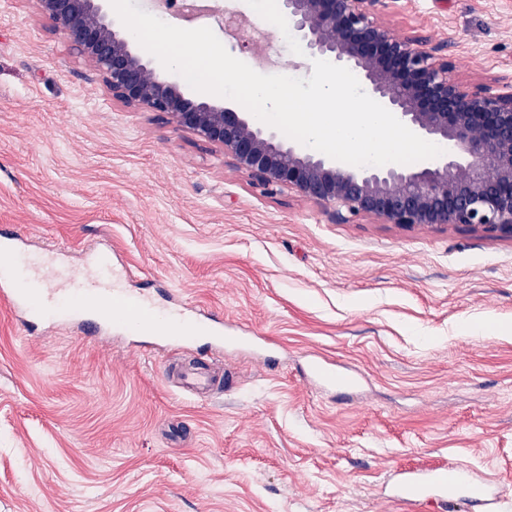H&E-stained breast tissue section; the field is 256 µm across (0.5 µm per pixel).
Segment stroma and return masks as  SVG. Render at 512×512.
<instances>
[{
    "mask_svg": "<svg viewBox=\"0 0 512 512\" xmlns=\"http://www.w3.org/2000/svg\"><path fill=\"white\" fill-rule=\"evenodd\" d=\"M381 21L448 42L462 80L512 76V0H389ZM0 228L76 264L111 244L120 287L280 346L273 368L252 343L225 349L237 385L203 401L163 371L205 341L31 334L0 307V512H467L387 498L398 470L456 459L512 512V239L337 224L262 194L113 100L33 0H0ZM309 352L361 383L316 388Z\"/></svg>",
    "mask_w": 512,
    "mask_h": 512,
    "instance_id": "obj_1",
    "label": "stroma"
}]
</instances>
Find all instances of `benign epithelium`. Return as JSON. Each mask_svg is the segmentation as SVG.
Here are the masks:
<instances>
[{
  "mask_svg": "<svg viewBox=\"0 0 512 512\" xmlns=\"http://www.w3.org/2000/svg\"><path fill=\"white\" fill-rule=\"evenodd\" d=\"M33 2L100 73L113 99L199 136L264 194L296 193L338 223L365 217L410 228L453 224L512 239V78L460 80L448 46L388 33L379 21L386 0H277V8L306 54L361 71L369 96L411 131L453 144L459 155L440 164L347 171L254 125L246 113L160 77L116 26L107 0Z\"/></svg>",
  "mask_w": 512,
  "mask_h": 512,
  "instance_id": "benign-epithelium-1",
  "label": "benign epithelium"
}]
</instances>
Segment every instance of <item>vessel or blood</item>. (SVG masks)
Returning a JSON list of instances; mask_svg holds the SVG:
<instances>
[{
  "mask_svg": "<svg viewBox=\"0 0 512 512\" xmlns=\"http://www.w3.org/2000/svg\"><path fill=\"white\" fill-rule=\"evenodd\" d=\"M66 253V248L51 246L48 257L26 262L21 283L9 278L0 280V302L49 321L69 312L77 314V326L92 336L105 335L117 323L178 344L205 333L215 351H223V319L185 305L161 310L146 296L115 287L110 248H91L87 261L78 269L64 267ZM302 375L324 388L340 384L333 365L314 353ZM180 382L193 394L210 397L232 388L235 379L230 373L217 377L207 367L191 363L181 370ZM460 497L480 506L483 512H499L501 508L498 483L490 478L475 480L471 468L457 463L441 470L403 473L394 482L391 494L392 500L409 505L424 500L447 503Z\"/></svg>",
  "mask_w": 512,
  "mask_h": 512,
  "instance_id": "1",
  "label": "vessel or blood"
}]
</instances>
